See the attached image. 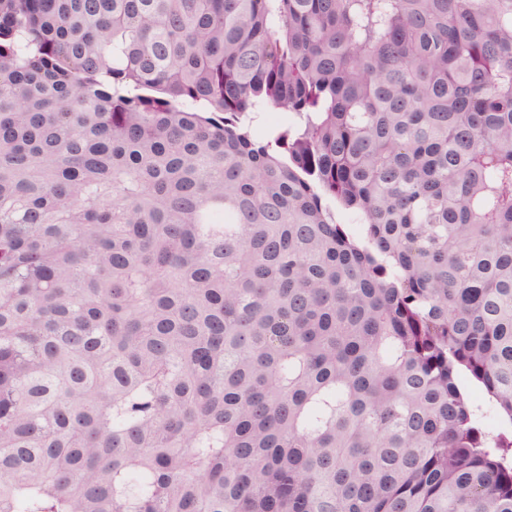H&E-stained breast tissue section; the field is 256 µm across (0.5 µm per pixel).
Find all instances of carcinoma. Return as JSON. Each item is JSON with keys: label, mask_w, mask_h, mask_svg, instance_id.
Segmentation results:
<instances>
[{"label": "carcinoma", "mask_w": 512, "mask_h": 512, "mask_svg": "<svg viewBox=\"0 0 512 512\" xmlns=\"http://www.w3.org/2000/svg\"><path fill=\"white\" fill-rule=\"evenodd\" d=\"M0 512H512V0H0Z\"/></svg>", "instance_id": "cac0c4a2"}]
</instances>
